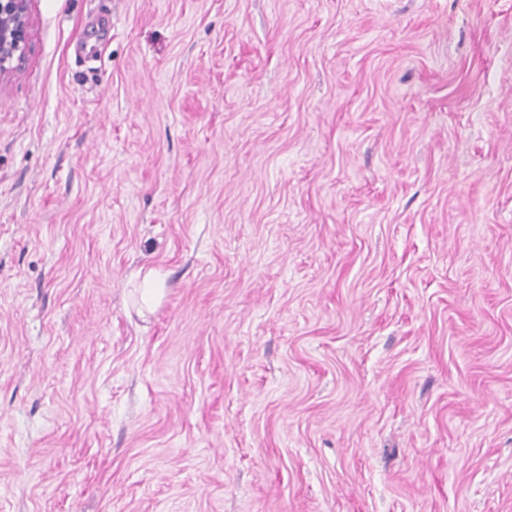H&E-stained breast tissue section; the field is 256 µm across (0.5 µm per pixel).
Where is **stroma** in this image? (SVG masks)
I'll list each match as a JSON object with an SVG mask.
<instances>
[{"instance_id":"35a3bbf8","label":"stroma","mask_w":512,"mask_h":512,"mask_svg":"<svg viewBox=\"0 0 512 512\" xmlns=\"http://www.w3.org/2000/svg\"><path fill=\"white\" fill-rule=\"evenodd\" d=\"M28 37L0 512H512V0H30ZM141 292V302L146 308L151 309L154 304H158L164 295L160 275L153 270H149L143 277Z\"/></svg>"}]
</instances>
